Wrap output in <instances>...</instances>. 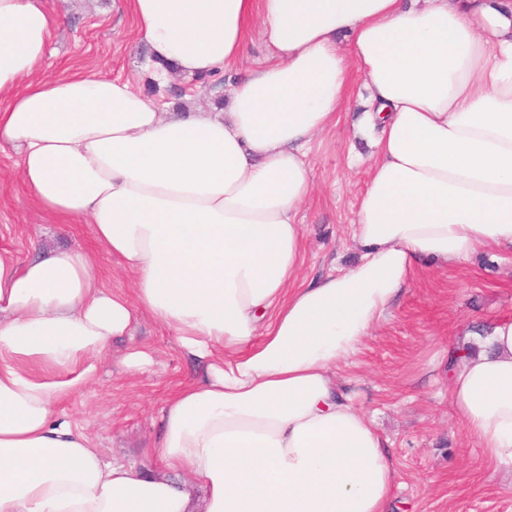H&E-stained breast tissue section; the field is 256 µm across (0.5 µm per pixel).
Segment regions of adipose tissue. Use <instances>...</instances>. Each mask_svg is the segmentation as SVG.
<instances>
[{
	"mask_svg": "<svg viewBox=\"0 0 512 512\" xmlns=\"http://www.w3.org/2000/svg\"><path fill=\"white\" fill-rule=\"evenodd\" d=\"M153 76L223 73L252 18L268 56L223 108L179 112L130 79L37 71L59 23L0 0V151L55 219H88L135 280L90 251L0 252V512H388L386 439L342 393L419 258L512 246V0H131ZM380 121L351 269L291 288L314 137L351 72ZM205 372L160 411L150 465L107 460L60 410L142 320ZM456 351L449 402L512 472V321Z\"/></svg>",
	"mask_w": 512,
	"mask_h": 512,
	"instance_id": "adipose-tissue-1",
	"label": "adipose tissue"
}]
</instances>
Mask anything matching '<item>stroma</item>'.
<instances>
[{
  "mask_svg": "<svg viewBox=\"0 0 512 512\" xmlns=\"http://www.w3.org/2000/svg\"><path fill=\"white\" fill-rule=\"evenodd\" d=\"M61 14L39 74L60 78L96 73L132 79L147 90V47L136 32L130 0H53ZM267 56L259 27L246 54L220 77L173 75L156 92L169 102L205 105L209 92L227 94L238 75ZM346 110L315 138L308 160L317 192L303 205L304 252L297 278L306 286L353 267L360 253L353 226L373 144L380 130L362 118L369 108L362 76H353ZM16 153H0V251L23 262L34 245L95 250L88 224L47 217L24 188ZM512 319V248L490 245L464 264L423 262L411 272L390 316L361 352L336 370V382L371 420L392 451L397 470L393 512H512V485L484 458L448 399V352L500 319ZM152 352L151 372L122 373L115 359L127 347ZM202 367L175 347L154 322L117 341L96 383L64 402V411L109 458L142 460L159 431V412Z\"/></svg>",
  "mask_w": 512,
  "mask_h": 512,
  "instance_id": "obj_1",
  "label": "stroma"
}]
</instances>
